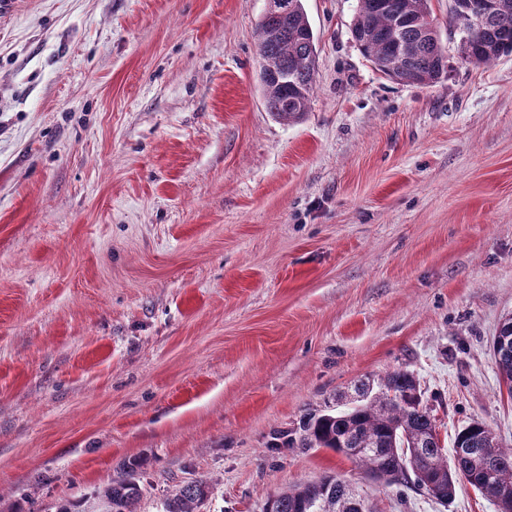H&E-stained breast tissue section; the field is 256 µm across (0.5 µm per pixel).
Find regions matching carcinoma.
Wrapping results in <instances>:
<instances>
[{
	"label": "carcinoma",
	"instance_id": "cac0c4a2",
	"mask_svg": "<svg viewBox=\"0 0 512 512\" xmlns=\"http://www.w3.org/2000/svg\"><path fill=\"white\" fill-rule=\"evenodd\" d=\"M490 12L483 27L469 39L465 62L489 65L512 54V0ZM430 11V0H358L352 29L373 68L402 83L431 84L446 68L440 33L425 40L408 24L392 33L393 13L418 18ZM316 37L303 3L288 17L281 37L258 46L259 65L266 74L283 77L262 91L267 111L282 121L301 119L309 111L316 77ZM498 373L512 390V351L493 353ZM277 436L290 448H325L350 460L366 478L386 487H413L432 494L438 487L453 498L458 480L498 502L512 494V448H502L490 428L472 421L458 430L453 448H467L448 466L437 430L434 409L416 375L394 370L381 378L359 379L351 386L344 408L314 410L298 427ZM139 463L123 465L120 473L98 488L100 512H137L144 494ZM436 487H431V484ZM211 484L192 479L163 499L162 512H201ZM273 512H373L368 500L349 482L334 476L295 485L268 499Z\"/></svg>",
	"mask_w": 512,
	"mask_h": 512
}]
</instances>
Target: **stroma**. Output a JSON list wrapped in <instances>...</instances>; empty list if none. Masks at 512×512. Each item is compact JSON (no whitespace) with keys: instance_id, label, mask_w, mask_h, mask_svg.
Here are the masks:
<instances>
[{"instance_id":"1","label":"stroma","mask_w":512,"mask_h":512,"mask_svg":"<svg viewBox=\"0 0 512 512\" xmlns=\"http://www.w3.org/2000/svg\"><path fill=\"white\" fill-rule=\"evenodd\" d=\"M393 81L357 0H304L311 107L267 112L266 0H17L0 13V512L92 500L143 459L138 512L191 477L262 512L333 475L377 512H496L273 449L356 380L413 371L440 438L512 447L490 350L512 313V55Z\"/></svg>"}]
</instances>
